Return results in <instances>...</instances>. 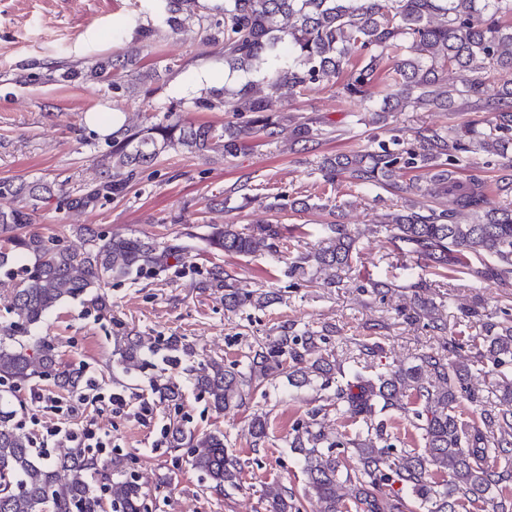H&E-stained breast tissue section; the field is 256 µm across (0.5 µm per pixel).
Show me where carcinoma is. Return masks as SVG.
I'll return each instance as SVG.
<instances>
[{"label":"carcinoma","instance_id":"carcinoma-1","mask_svg":"<svg viewBox=\"0 0 512 512\" xmlns=\"http://www.w3.org/2000/svg\"><path fill=\"white\" fill-rule=\"evenodd\" d=\"M200 8V0H168L164 22L179 30L197 21L206 33L204 43L222 47L224 63L233 71L248 72L259 61L265 64V90H256L247 78L219 102L195 99L199 109L223 105L236 120L220 128L196 125L170 110L146 129L124 124L112 133V150L100 180L75 195L62 186L56 190L37 181L0 179V198L13 203L10 210H0V271L16 282L11 308L17 317L0 327V512H98L96 491L101 484L111 489L113 512H147V494L125 476V458L101 459L80 446L52 457L33 448L31 439L19 431L17 391L37 378H51L58 387L75 391L86 377L84 368L60 363L53 343L39 339L28 348L20 337L62 303L91 288L156 275L186 250L181 243L90 227L80 228L84 246L73 249L34 227L41 204L54 198L56 209L69 212L102 206L124 196L140 172L169 149L235 157L270 144L285 125L292 127L298 142L324 135L312 121L276 108L284 85L305 92L338 82L346 101L367 108L375 95L372 88L383 75L379 120L408 108L454 112L458 100L495 114L482 124L429 129L418 135L414 147L404 146L395 136L375 139L362 151L323 156L316 170L328 184L345 177L361 189L450 198L449 209L418 207L407 200L372 232L386 235L396 250L420 258L438 276L464 274L473 282L512 285V209L490 205L485 179L461 176L469 154L480 151L503 159L502 166L512 169V138L505 135L512 130V23L502 21L512 16V0H212L209 10ZM284 19L293 23L284 27ZM390 61L393 66L388 68ZM131 66V58L115 55L95 63L91 73L101 83L114 84ZM450 69L460 74V83L443 90L440 82ZM490 70L510 76L493 94L487 87ZM286 207L306 211L316 204L308 198L287 202L283 194L270 204L272 209ZM324 230L332 245L298 254L289 262L288 274L327 271L329 284L338 287L341 274L352 269L355 237L345 224H326ZM205 241L228 255L280 253L276 224L252 230L212 224ZM473 253L489 255L493 264L471 266ZM202 287L224 289V305L230 311L274 301L272 293L256 296L236 287L220 265L212 267ZM424 315L433 331L448 335V325L433 302H420L406 319ZM482 327L487 357L497 366L511 363L509 313L501 321L486 319ZM324 340L317 331L299 334L285 326L246 355V370L236 363H209L195 370L194 384L217 413L244 406L250 390L273 382L286 363L297 384L320 378L326 386L336 365L314 356ZM457 347L449 341L436 351L423 352L418 364L408 368L354 371L346 384L336 386V408L359 418L344 440L329 443L309 424L295 429L290 448L304 457V494L317 499L320 512H457L460 506L478 503L483 512H509L512 503L495 500L489 491L512 481V376H500L493 400L478 401L467 385V368L449 358ZM141 349L135 337L120 341L125 373L147 364ZM167 350L174 362L193 352L177 336L169 338ZM153 391L163 401L180 396L171 378L153 382ZM464 400L480 403L478 419L467 427L456 415ZM388 409L413 415L423 448L398 453L387 444L383 425H373L372 417ZM172 441L178 448L188 447L190 466L213 488L239 485L241 468L224 448V434L186 435L176 428ZM438 472L448 477L443 485L433 481ZM395 483L401 488L389 490ZM266 502V512H300L286 487L266 494Z\"/></svg>","mask_w":512,"mask_h":512}]
</instances>
